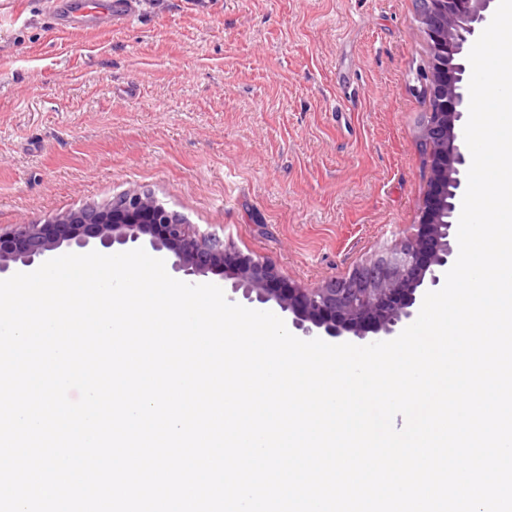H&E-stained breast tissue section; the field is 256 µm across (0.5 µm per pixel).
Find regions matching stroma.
Returning <instances> with one entry per match:
<instances>
[{
	"mask_svg": "<svg viewBox=\"0 0 512 512\" xmlns=\"http://www.w3.org/2000/svg\"><path fill=\"white\" fill-rule=\"evenodd\" d=\"M55 5L0 0V228L146 191L314 288L417 223L414 0H143L66 34Z\"/></svg>",
	"mask_w": 512,
	"mask_h": 512,
	"instance_id": "obj_1",
	"label": "stroma"
}]
</instances>
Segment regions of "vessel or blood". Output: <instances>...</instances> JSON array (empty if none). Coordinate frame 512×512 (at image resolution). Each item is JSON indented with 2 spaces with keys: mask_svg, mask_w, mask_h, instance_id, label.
Listing matches in <instances>:
<instances>
[{
  "mask_svg": "<svg viewBox=\"0 0 512 512\" xmlns=\"http://www.w3.org/2000/svg\"><path fill=\"white\" fill-rule=\"evenodd\" d=\"M138 0H59L55 28L74 29L117 27L135 16Z\"/></svg>",
  "mask_w": 512,
  "mask_h": 512,
  "instance_id": "b4317fda",
  "label": "vessel or blood"
}]
</instances>
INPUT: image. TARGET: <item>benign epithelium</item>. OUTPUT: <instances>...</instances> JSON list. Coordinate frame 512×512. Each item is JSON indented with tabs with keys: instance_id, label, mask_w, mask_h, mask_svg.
I'll use <instances>...</instances> for the list:
<instances>
[{
	"instance_id": "7a95c632",
	"label": "benign epithelium",
	"mask_w": 512,
	"mask_h": 512,
	"mask_svg": "<svg viewBox=\"0 0 512 512\" xmlns=\"http://www.w3.org/2000/svg\"><path fill=\"white\" fill-rule=\"evenodd\" d=\"M493 2L429 0V11L418 16L429 46L420 71L428 112L419 134L427 191L412 232L348 276L305 288L272 264L230 249L220 237L199 233L151 194L134 190L105 207L85 206L43 223L0 230V275L43 263L63 245L114 253L146 242L172 260L175 273L190 281L210 274L229 280V300L240 297L257 310L276 306L307 336H398L417 318L424 295L440 285L454 254L455 200L471 164L464 139L469 107L465 55L490 23Z\"/></svg>"
}]
</instances>
